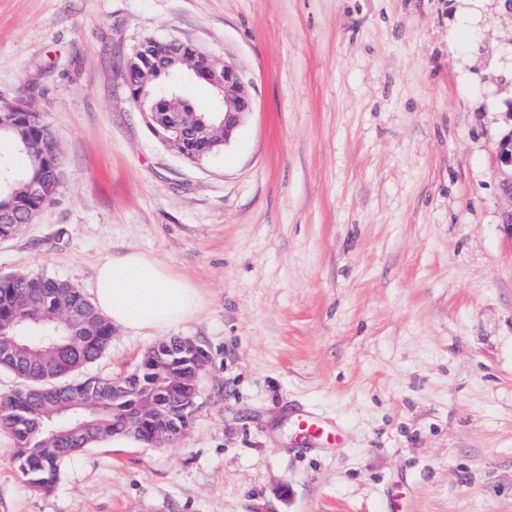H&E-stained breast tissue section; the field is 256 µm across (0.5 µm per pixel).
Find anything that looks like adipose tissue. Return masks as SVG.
<instances>
[{"mask_svg":"<svg viewBox=\"0 0 512 512\" xmlns=\"http://www.w3.org/2000/svg\"><path fill=\"white\" fill-rule=\"evenodd\" d=\"M92 304L112 325L159 334L192 320L201 306L198 288L136 250L98 263Z\"/></svg>","mask_w":512,"mask_h":512,"instance_id":"ef3b65f1","label":"adipose tissue"}]
</instances>
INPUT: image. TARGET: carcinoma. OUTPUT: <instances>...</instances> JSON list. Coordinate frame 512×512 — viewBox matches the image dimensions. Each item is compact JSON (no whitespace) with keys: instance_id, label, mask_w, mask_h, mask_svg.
Returning a JSON list of instances; mask_svg holds the SVG:
<instances>
[{"instance_id":"obj_1","label":"carcinoma","mask_w":512,"mask_h":512,"mask_svg":"<svg viewBox=\"0 0 512 512\" xmlns=\"http://www.w3.org/2000/svg\"><path fill=\"white\" fill-rule=\"evenodd\" d=\"M7 121L3 133L25 166L4 173L0 211L24 218L52 200L55 187L33 198L29 186L43 177L54 141L38 113L11 112ZM19 331L28 349L1 353L0 371L13 374L23 387L0 397V429L14 439L18 470L31 487L50 492L65 463L91 438L123 428L120 420L128 412L144 405L165 417L173 411L174 395L163 378L180 370V360L154 349L149 360L157 368L141 371L120 398L112 396L110 381L60 383L97 360L112 336L111 323L70 283L46 275L0 279V345ZM75 420L86 426L71 431Z\"/></svg>"}]
</instances>
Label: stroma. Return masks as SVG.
Listing matches in <instances>:
<instances>
[{
	"mask_svg": "<svg viewBox=\"0 0 512 512\" xmlns=\"http://www.w3.org/2000/svg\"><path fill=\"white\" fill-rule=\"evenodd\" d=\"M454 0H0V102L60 153L56 194L0 240V278L89 294L143 252L201 294L203 405L171 444L83 449L30 487L0 431V512H512V235L494 169L512 0L448 50ZM233 65L253 102L201 163L129 98L144 38ZM113 328L81 377L132 371ZM336 424L311 449L293 418Z\"/></svg>",
	"mask_w": 512,
	"mask_h": 512,
	"instance_id": "35a3bbf8",
	"label": "stroma"
}]
</instances>
